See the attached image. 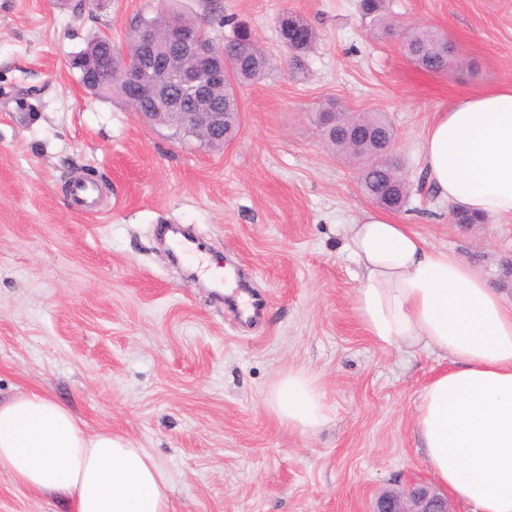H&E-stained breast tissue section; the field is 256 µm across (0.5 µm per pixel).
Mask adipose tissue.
I'll return each instance as SVG.
<instances>
[{"label":"adipose tissue","instance_id":"obj_1","mask_svg":"<svg viewBox=\"0 0 512 512\" xmlns=\"http://www.w3.org/2000/svg\"><path fill=\"white\" fill-rule=\"evenodd\" d=\"M421 152L439 199L484 220L512 217V84L454 98L435 113ZM345 239L368 336L451 362L424 385L413 416L438 487L467 512H512V300L384 211H363ZM268 404L292 429L329 419L321 383L302 369L275 381ZM0 468L67 512H171L167 477L149 452L107 430L86 433L45 395L0 400Z\"/></svg>","mask_w":512,"mask_h":512}]
</instances>
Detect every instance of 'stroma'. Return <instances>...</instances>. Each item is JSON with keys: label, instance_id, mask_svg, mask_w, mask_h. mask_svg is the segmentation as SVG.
<instances>
[{"label": "stroma", "instance_id": "35a3bbf8", "mask_svg": "<svg viewBox=\"0 0 512 512\" xmlns=\"http://www.w3.org/2000/svg\"><path fill=\"white\" fill-rule=\"evenodd\" d=\"M387 5L393 35L358 0H0L1 399L46 394L88 432L127 436L166 473L172 512H372L383 491L432 482L413 413L445 362L364 332L344 227L372 204L314 119L331 100L386 117L413 189L397 220L512 296V220L455 223L422 188L420 152L449 100L512 83V0ZM285 11L318 34L298 68L279 42ZM162 13L218 42L233 17L270 56L266 77L240 90L227 147L171 140L80 85L72 60L90 38L124 47L131 26ZM423 27L451 41L447 70L406 56L400 29ZM77 176L100 185L96 208L71 203ZM172 224L192 228L233 288L171 257ZM243 292L262 301L258 321L234 305ZM291 368L315 375L332 408L316 430L268 407ZM0 512L65 508L1 474Z\"/></svg>", "mask_w": 512, "mask_h": 512}]
</instances>
